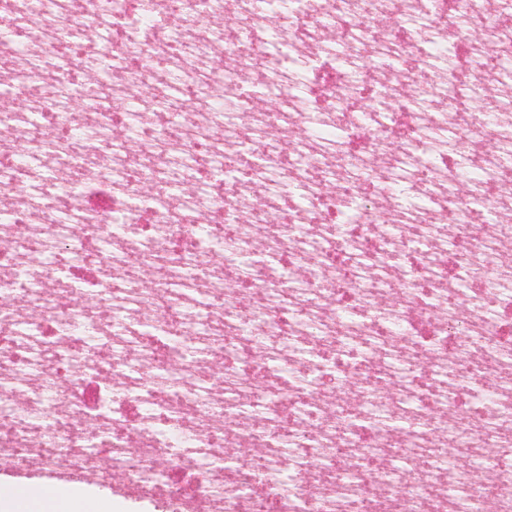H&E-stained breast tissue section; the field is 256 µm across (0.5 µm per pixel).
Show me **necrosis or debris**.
<instances>
[{
  "label": "necrosis or debris",
  "instance_id": "necrosis-or-debris-1",
  "mask_svg": "<svg viewBox=\"0 0 512 512\" xmlns=\"http://www.w3.org/2000/svg\"><path fill=\"white\" fill-rule=\"evenodd\" d=\"M0 24V454L177 512H512V0Z\"/></svg>",
  "mask_w": 512,
  "mask_h": 512
}]
</instances>
